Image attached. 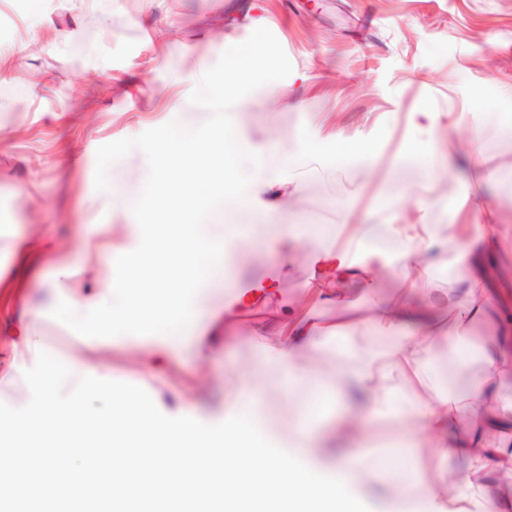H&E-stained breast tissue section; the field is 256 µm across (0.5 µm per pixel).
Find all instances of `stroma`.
<instances>
[{
    "instance_id": "1",
    "label": "stroma",
    "mask_w": 512,
    "mask_h": 512,
    "mask_svg": "<svg viewBox=\"0 0 512 512\" xmlns=\"http://www.w3.org/2000/svg\"><path fill=\"white\" fill-rule=\"evenodd\" d=\"M1 23L11 34L0 42L14 48L0 69V402L10 406L30 400L23 373L36 359L16 339L26 311L47 310L48 353L78 355L61 307L111 281L101 260L66 287L54 285L58 263L76 248L77 225L104 224L112 241L125 237L101 193L102 175L137 195L182 119L208 126L211 107L194 84L199 71L224 75L255 44L274 52L269 76L278 93L253 89L244 106L227 111L272 173L286 161L301 173L298 183L259 189L254 211L230 218L248 225L252 247L249 259L231 263L234 283L261 296L246 306L226 298L223 280L205 288L206 355L189 339L147 373L137 350L121 342H101L95 353L162 413L192 397L206 418L219 420L226 396L250 376L276 408L306 403L303 395L285 398L275 374L260 368V327L302 306L314 257L304 242L286 251L265 247L258 213L272 195L288 199L287 223L322 231L398 218L438 230L453 214L472 218L477 197L512 225V139L488 136L473 161L449 152L447 175L434 180L401 171L402 198L388 197L386 186L405 151L447 149L485 123L512 124V0H94L89 7L28 0L23 12L0 0ZM34 25L48 45L36 57L19 49ZM91 45L102 48L101 57L88 53ZM423 109L456 127L420 142L409 116ZM131 132L136 144L104 169ZM362 135L372 151L357 159L351 147ZM434 367L462 397L485 373L478 358L459 371L456 353L444 346Z\"/></svg>"
}]
</instances>
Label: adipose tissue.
<instances>
[{
  "label": "adipose tissue",
  "instance_id": "1",
  "mask_svg": "<svg viewBox=\"0 0 512 512\" xmlns=\"http://www.w3.org/2000/svg\"><path fill=\"white\" fill-rule=\"evenodd\" d=\"M213 108L206 130L187 131L164 152V161L145 180L138 195L103 182L102 192L128 221V239L108 246L104 257L112 271L110 287L70 303V325L82 346L74 360L75 374L95 370L93 357L99 339L129 344L150 342L152 350H178L197 327L200 308L190 294L223 277L227 264L241 256L247 244L241 225L217 229L208 219L250 208L253 191L271 176L251 141L226 121V98L232 89L223 79L203 83ZM280 205L271 200L260 217L269 241L276 246L300 238L319 245L321 261L312 268L309 297L312 305L335 304L339 314L332 323L305 320L284 310L264 329L262 367L279 375L284 392L300 391L312 406L294 411L291 451L317 473L345 479L356 497H368L362 483L361 457L346 451L331 455L317 426L330 387L365 396L368 410L394 409L393 386H403L409 401L397 410L399 420L415 418L414 431L405 433L404 450L418 438L433 442L439 464L460 458L468 464L464 485L448 488L439 481L423 483L414 467L395 469L397 492L388 500L389 512H512V496L491 498L489 489L512 477V318L500 316V282L491 278L486 252L511 233L495 209L479 207L469 223L452 218L444 234L424 223H390L370 227V234L397 242L396 250L350 252L344 240L361 239V231L339 228L334 236L306 230L299 224L277 221ZM453 250L463 272L448 293L431 288V270L446 250ZM391 267L411 298L389 304L374 300L365 317L344 285L355 280L366 293L375 290L377 266ZM452 318L447 337L433 327L434 310ZM494 315V336L474 341L473 327ZM363 322L374 347L328 381L317 365L326 342ZM449 348L478 344L487 373L478 379L466 400L442 389L433 376V354L440 341ZM228 414H253L261 429H268L275 410L256 383L244 380L224 405Z\"/></svg>",
  "mask_w": 512,
  "mask_h": 512
}]
</instances>
